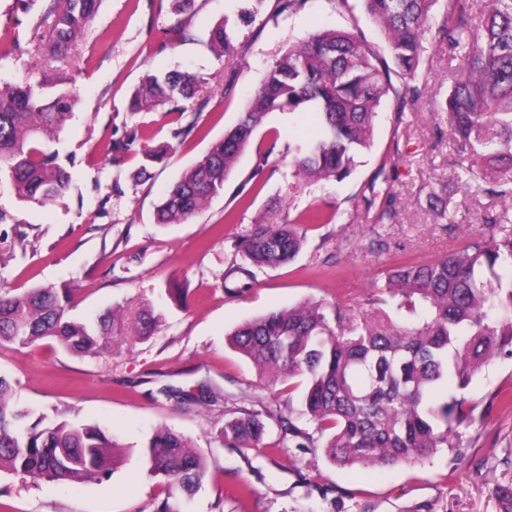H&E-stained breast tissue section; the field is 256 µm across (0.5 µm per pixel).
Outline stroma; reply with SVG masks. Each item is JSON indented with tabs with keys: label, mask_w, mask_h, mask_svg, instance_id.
I'll return each instance as SVG.
<instances>
[{
	"label": "stroma",
	"mask_w": 512,
	"mask_h": 512,
	"mask_svg": "<svg viewBox=\"0 0 512 512\" xmlns=\"http://www.w3.org/2000/svg\"><path fill=\"white\" fill-rule=\"evenodd\" d=\"M274 3L264 0L255 22L245 26L237 11L249 0H195L182 15L173 13L171 0H103L76 50L57 65L74 78L79 94L59 137L46 146L70 176L65 197L44 206L22 202L0 173V296L70 286L73 319L142 302L160 317L150 338L126 337L95 357L66 353L48 340L0 350V373L10 377L19 405L38 416L99 426L123 453L102 482L35 486L0 475V502L9 512H152L166 485L149 474L143 448L162 427L184 435L207 465L188 512H500L495 491L512 486V407L491 403L490 395L512 376V358H495L468 389L489 409L462 427L465 460L458 468L445 450L420 464L376 468L338 466L306 448L271 453L267 443L283 435L275 414L265 421V447L240 450L220 437L225 413L279 407L252 363L229 346L227 335L236 326L308 299L363 317L383 270L402 259L430 261L457 249L465 224L489 204L454 180L457 151L442 112L452 64L438 38L437 14L426 32L421 98L403 109L400 121L395 98H385L374 143L349 177L297 186L288 148L310 134L314 119L307 112H277L256 133L223 192L186 223H156L167 187L237 123L276 55L315 29L359 30L370 43L379 41L362 0H307L298 14L278 19ZM13 4L0 0V83L40 77L44 68L28 40L12 42ZM223 20L236 50L220 59L208 38ZM171 70L209 78L208 92L184 101L181 115H130L128 101L142 75ZM231 72L236 81L228 92L224 76ZM192 121L197 129L176 138L175 130ZM135 126L148 145L169 148L152 165L150 179L136 187L127 175L141 155L116 165L107 151L109 142ZM397 152L402 159L388 171L397 214L393 223L381 224L358 191ZM263 153V188L241 196L240 186ZM443 188L457 225L439 224L428 206L429 192ZM315 199L338 206L340 217L312 225L297 260L254 269L249 278L229 274L237 239L263 215L294 220ZM202 383L217 392L216 404L163 393ZM243 482L249 494L230 498V489Z\"/></svg>",
	"instance_id": "stroma-1"
}]
</instances>
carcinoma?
Here are the masks:
<instances>
[{
  "label": "carcinoma",
  "instance_id": "carcinoma-1",
  "mask_svg": "<svg viewBox=\"0 0 512 512\" xmlns=\"http://www.w3.org/2000/svg\"><path fill=\"white\" fill-rule=\"evenodd\" d=\"M444 2L438 28L448 55L461 59L451 71L443 107L448 132L458 145L462 175L488 184L494 208L478 214L480 231L456 250L428 262L390 267L375 284L374 311L357 319L339 307L305 301L271 311L237 327L232 346L263 375L269 386L290 381L288 439L275 448H321L341 466L421 463L447 448L461 457L460 427L475 420L476 402L466 396L475 375L500 355L512 357V0H486L472 13L470 0H363L385 43L380 51L358 31L315 30L267 66L237 124L189 167L164 193L155 212L159 224H182L200 212L247 150L256 131L275 112L313 111L319 132L296 145L294 177L310 184L342 181L356 158L371 148L378 110L389 93L415 102L424 57L425 25ZM101 0H16L24 15L39 6L30 41L52 20L45 43L49 59L76 47ZM220 57L235 50L227 22L210 31ZM209 82L189 71L146 74L128 112H182L181 103L204 92ZM77 104L75 89L61 76L0 85V169L18 196L46 205L63 198L69 175L45 150ZM132 131L108 145L113 157L141 151L143 163L130 173L132 185L150 178L152 163L165 149L138 147ZM367 208L379 206L378 223L395 217V195L378 197L375 182L361 190ZM338 211L310 208L308 223L273 216L254 225L238 246L240 258L257 268L278 267L300 254L308 224L331 223ZM71 289L44 286L0 297V349L30 348L51 339L77 356H96L112 345L116 317L96 322L68 317ZM420 314L404 326L382 309ZM132 335L148 338L158 319L145 303L130 312ZM458 393L440 398L449 383ZM194 404L217 395L164 391ZM13 385L0 374V473L34 483L79 484L111 478L120 444L100 427L69 421L31 420L13 402ZM265 411H239L224 419L221 438L234 447L260 446ZM306 418L312 431L291 421ZM150 473L167 484L155 512H182L184 500L200 489L204 459L188 440L160 428L146 445Z\"/></svg>",
  "mask_w": 512,
  "mask_h": 512
}]
</instances>
